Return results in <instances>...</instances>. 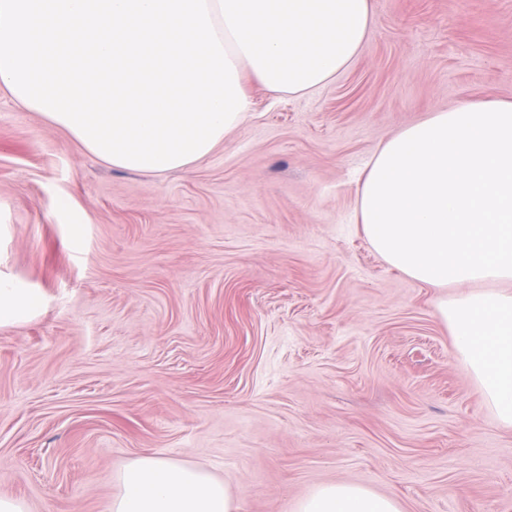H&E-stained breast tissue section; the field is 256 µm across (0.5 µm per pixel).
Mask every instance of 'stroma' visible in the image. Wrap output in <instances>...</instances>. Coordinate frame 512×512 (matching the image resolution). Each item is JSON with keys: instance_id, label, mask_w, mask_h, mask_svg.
<instances>
[{"instance_id": "35a3bbf8", "label": "stroma", "mask_w": 512, "mask_h": 512, "mask_svg": "<svg viewBox=\"0 0 512 512\" xmlns=\"http://www.w3.org/2000/svg\"><path fill=\"white\" fill-rule=\"evenodd\" d=\"M357 61L157 176L112 168L0 92V271L43 313L0 328V496L109 512L118 472L207 468L239 512L324 482L400 512H512V430L454 356L438 289L355 220L376 149L427 114L512 100V0H372Z\"/></svg>"}]
</instances>
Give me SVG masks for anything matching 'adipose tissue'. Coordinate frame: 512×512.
Instances as JSON below:
<instances>
[{"mask_svg": "<svg viewBox=\"0 0 512 512\" xmlns=\"http://www.w3.org/2000/svg\"><path fill=\"white\" fill-rule=\"evenodd\" d=\"M374 25L371 0H0V91L128 172L183 171L246 119L247 79L303 97L344 73ZM358 220L391 267L455 288L437 312L498 423L512 429V101H466L388 138L366 166ZM39 297L0 276V326ZM111 512H238L203 467L132 459ZM295 512H399L325 483Z\"/></svg>", "mask_w": 512, "mask_h": 512, "instance_id": "1", "label": "adipose tissue"}]
</instances>
